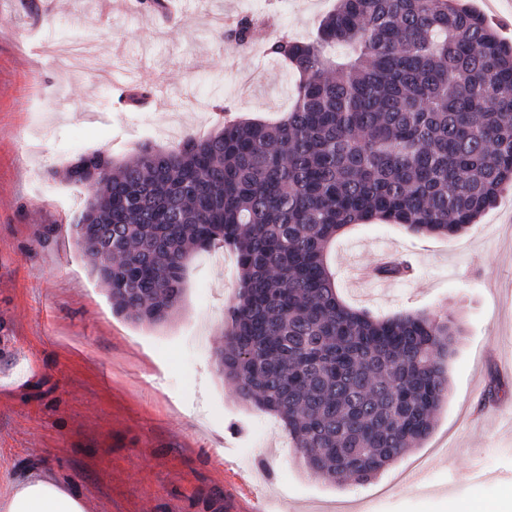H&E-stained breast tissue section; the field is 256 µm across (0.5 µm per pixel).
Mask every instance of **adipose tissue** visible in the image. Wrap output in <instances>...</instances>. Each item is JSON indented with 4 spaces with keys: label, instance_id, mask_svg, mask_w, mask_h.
I'll list each match as a JSON object with an SVG mask.
<instances>
[{
    "label": "adipose tissue",
    "instance_id": "obj_1",
    "mask_svg": "<svg viewBox=\"0 0 512 512\" xmlns=\"http://www.w3.org/2000/svg\"><path fill=\"white\" fill-rule=\"evenodd\" d=\"M0 512H88V505L77 490L33 477L13 487L9 499L0 503Z\"/></svg>",
    "mask_w": 512,
    "mask_h": 512
}]
</instances>
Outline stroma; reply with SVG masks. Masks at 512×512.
<instances>
[{
    "mask_svg": "<svg viewBox=\"0 0 512 512\" xmlns=\"http://www.w3.org/2000/svg\"><path fill=\"white\" fill-rule=\"evenodd\" d=\"M335 3L174 0L164 17L143 0H0V500L34 474L73 485L89 512H494L512 495V398L487 399L492 379L512 389V185L460 236L372 222L330 250L350 307L464 327L432 433L364 483L308 473L282 423L225 387L230 253L190 259L177 311L141 325L113 312L64 228L88 192L50 173L77 155L207 137L220 104L282 118L299 75L264 45L309 39ZM243 16L259 25L240 52L220 26ZM117 75L150 83L147 104H120ZM384 253L412 275L353 279Z\"/></svg>",
    "mask_w": 512,
    "mask_h": 512,
    "instance_id": "obj_1",
    "label": "stroma"
}]
</instances>
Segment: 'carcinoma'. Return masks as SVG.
<instances>
[{"instance_id":"1","label":"carcinoma","mask_w":512,"mask_h":512,"mask_svg":"<svg viewBox=\"0 0 512 512\" xmlns=\"http://www.w3.org/2000/svg\"><path fill=\"white\" fill-rule=\"evenodd\" d=\"M254 27L240 18L224 44ZM265 53L300 74L281 120H226L124 162L79 155L62 175L90 198L71 228L140 323L176 309L193 253H231L225 386L281 419L313 475L367 482L430 435L462 328L350 308L329 249L375 220L459 236L495 203L512 183V44L461 0H337L311 39L282 33Z\"/></svg>"}]
</instances>
